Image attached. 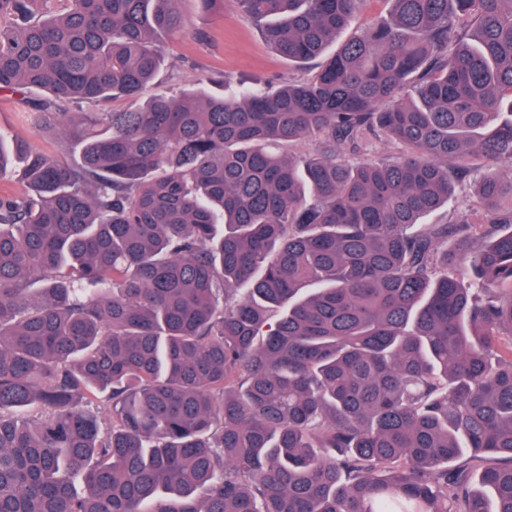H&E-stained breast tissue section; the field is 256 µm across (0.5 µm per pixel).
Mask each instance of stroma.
I'll return each instance as SVG.
<instances>
[{
  "label": "stroma",
  "mask_w": 512,
  "mask_h": 512,
  "mask_svg": "<svg viewBox=\"0 0 512 512\" xmlns=\"http://www.w3.org/2000/svg\"><path fill=\"white\" fill-rule=\"evenodd\" d=\"M178 7L190 34L170 41L157 77L143 90V97L160 90L178 95L208 85L209 76L218 71L231 75L237 82L263 86L306 76V69L289 64L267 44L260 30L233 0H224L223 8L216 10L202 7L199 0H180ZM23 100V93L0 91V133L25 139L62 161L78 162L80 144L64 141L56 129L36 128L26 119ZM481 209L473 182L468 179L457 183L452 202L427 216L426 221L453 224Z\"/></svg>",
  "instance_id": "1"
}]
</instances>
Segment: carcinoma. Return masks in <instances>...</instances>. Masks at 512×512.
<instances>
[{"instance_id":"1","label":"carcinoma","mask_w":512,"mask_h":512,"mask_svg":"<svg viewBox=\"0 0 512 512\" xmlns=\"http://www.w3.org/2000/svg\"><path fill=\"white\" fill-rule=\"evenodd\" d=\"M367 2L235 0L333 52L143 100L179 0H0V91L82 145L0 133V512H512V0L337 42ZM476 159L483 221L420 226ZM402 147L394 141L388 139L375 140L368 147L366 153L354 155L349 149L345 146L336 147V153L346 159H371V158H389V159H397L402 155Z\"/></svg>"}]
</instances>
